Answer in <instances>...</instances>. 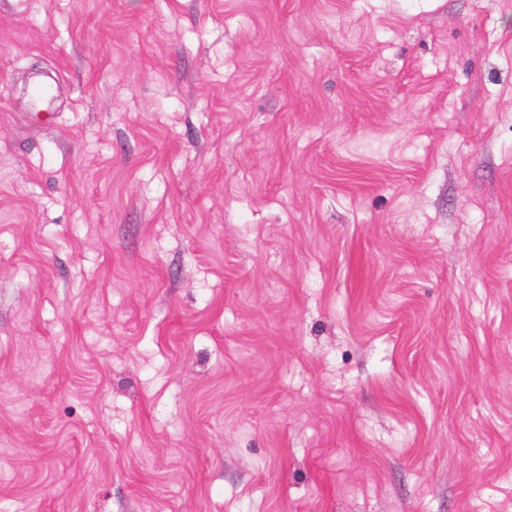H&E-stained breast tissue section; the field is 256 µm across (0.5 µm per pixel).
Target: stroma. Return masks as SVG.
Returning <instances> with one entry per match:
<instances>
[{"instance_id":"stroma-1","label":"stroma","mask_w":512,"mask_h":512,"mask_svg":"<svg viewBox=\"0 0 512 512\" xmlns=\"http://www.w3.org/2000/svg\"><path fill=\"white\" fill-rule=\"evenodd\" d=\"M0 512H512V0H0Z\"/></svg>"}]
</instances>
